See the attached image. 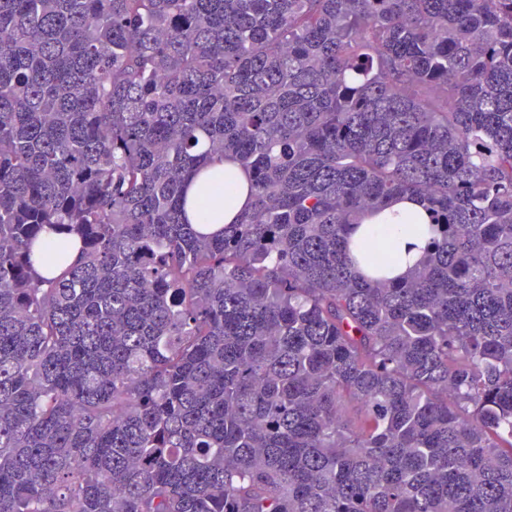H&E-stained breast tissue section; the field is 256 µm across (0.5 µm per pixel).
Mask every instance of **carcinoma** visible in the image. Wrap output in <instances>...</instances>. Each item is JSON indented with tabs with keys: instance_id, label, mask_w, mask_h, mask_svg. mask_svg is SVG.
I'll list each match as a JSON object with an SVG mask.
<instances>
[{
	"instance_id": "carcinoma-1",
	"label": "carcinoma",
	"mask_w": 512,
	"mask_h": 512,
	"mask_svg": "<svg viewBox=\"0 0 512 512\" xmlns=\"http://www.w3.org/2000/svg\"><path fill=\"white\" fill-rule=\"evenodd\" d=\"M0 512H512V0H0ZM238 181L240 183V191L238 192V198L233 206L229 207L227 210L224 209L222 213V218L216 222H210V228L204 230L206 233H213L219 231L223 224H231L235 219L237 214L246 206L248 202L247 192L244 189V186L247 184V177L243 173H238ZM363 223L374 229L385 228V230L390 233L391 239L398 242L402 256L409 262L400 268V275H407L421 260L422 250L425 246V238L406 232L400 224H384V222H380V220L375 217H368Z\"/></svg>"
}]
</instances>
